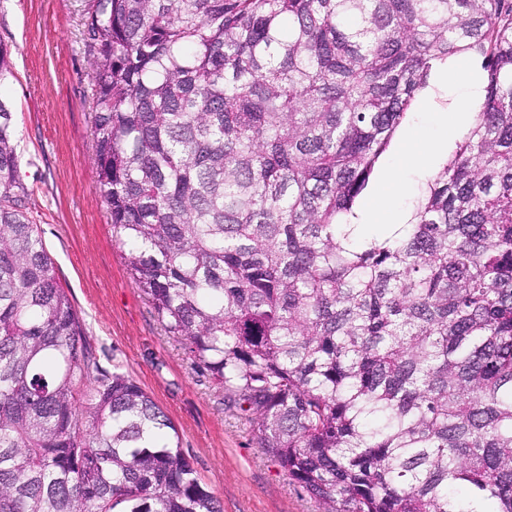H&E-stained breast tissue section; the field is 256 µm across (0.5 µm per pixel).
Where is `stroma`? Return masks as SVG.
<instances>
[{
  "mask_svg": "<svg viewBox=\"0 0 512 512\" xmlns=\"http://www.w3.org/2000/svg\"><path fill=\"white\" fill-rule=\"evenodd\" d=\"M88 0H0L12 73L0 100L18 128L22 206L53 259L99 370L132 377L172 421L223 512H316L136 287L94 166Z\"/></svg>",
  "mask_w": 512,
  "mask_h": 512,
  "instance_id": "obj_1",
  "label": "stroma"
}]
</instances>
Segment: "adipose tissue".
<instances>
[{"label": "adipose tissue", "instance_id": "1", "mask_svg": "<svg viewBox=\"0 0 512 512\" xmlns=\"http://www.w3.org/2000/svg\"><path fill=\"white\" fill-rule=\"evenodd\" d=\"M434 72L439 85L461 89L449 115V130L447 134L430 137L420 127L412 128L406 143L386 172L385 190L368 199L358 212L356 222L365 233L374 232L376 226L381 224H402L407 221V213L395 207V197L408 193L417 176L426 173L447 154L456 138L467 135L472 115L483 103L484 80L479 72L463 73L461 64L451 60L436 64Z\"/></svg>", "mask_w": 512, "mask_h": 512}]
</instances>
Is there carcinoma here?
<instances>
[{
    "instance_id": "obj_1",
    "label": "carcinoma",
    "mask_w": 512,
    "mask_h": 512,
    "mask_svg": "<svg viewBox=\"0 0 512 512\" xmlns=\"http://www.w3.org/2000/svg\"><path fill=\"white\" fill-rule=\"evenodd\" d=\"M132 279L318 512H512V0H89ZM481 60L410 218L350 222L434 63ZM0 111V512H222L92 375Z\"/></svg>"
}]
</instances>
